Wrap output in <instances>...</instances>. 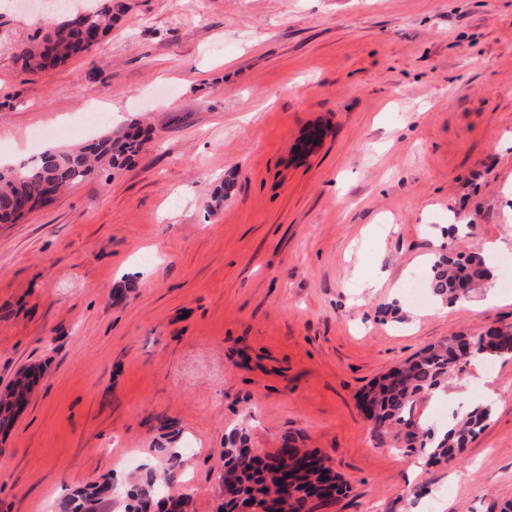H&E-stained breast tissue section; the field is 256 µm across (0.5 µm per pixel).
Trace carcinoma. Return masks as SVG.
<instances>
[{
    "instance_id": "1",
    "label": "carcinoma",
    "mask_w": 512,
    "mask_h": 512,
    "mask_svg": "<svg viewBox=\"0 0 512 512\" xmlns=\"http://www.w3.org/2000/svg\"><path fill=\"white\" fill-rule=\"evenodd\" d=\"M89 16L74 22L68 13L51 19L45 34L17 51L21 67L38 73L52 69L78 55L91 52L93 32L107 35L122 13L117 0H87ZM140 132L114 140L106 136L97 142L72 150L45 152L18 166L0 167V224H13L19 220L16 204L21 200L46 204L49 190H61L100 177L121 166L139 145ZM490 277V270L482 258L470 255L464 260L440 255L430 267L429 287L437 295L457 300L472 292ZM512 352V327L503 331L484 330L468 336L456 335L447 341L431 345L374 381L364 393L362 406L378 431L392 430L408 453H429L428 463L440 458L451 460L461 454L467 444L488 424L492 408L473 406L459 421L449 425L441 437L429 430L412 425L410 415L416 401L434 391L447 387L448 380L460 378L471 363L472 353L490 356ZM243 433L232 439L234 447L227 449L228 461L224 470V512H234L237 499L246 494L251 497H274L280 500V512H320L338 502L348 492L340 479L336 480V496L332 499L319 494L320 485L327 481L330 467L316 451H302L296 440L286 439L288 446L299 455L288 469V489H283L275 476L276 467L251 453L245 447ZM165 470L162 481L169 489L174 487L175 473L181 465V456L162 449ZM160 493L156 476H150L147 487L136 489V504L128 506L130 512H143L149 500Z\"/></svg>"
}]
</instances>
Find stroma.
I'll return each mask as SVG.
<instances>
[{
    "label": "stroma",
    "mask_w": 512,
    "mask_h": 512,
    "mask_svg": "<svg viewBox=\"0 0 512 512\" xmlns=\"http://www.w3.org/2000/svg\"><path fill=\"white\" fill-rule=\"evenodd\" d=\"M91 53L45 73L0 17V160L140 130L109 179L0 224V512L162 471L219 512L228 435L266 458L295 436L349 491L324 512H502L512 357L420 398L447 428L493 392L464 454L424 465L360 406L377 377L455 334L512 326V288L436 314L404 288L429 257L512 255V0H124ZM472 471L471 480L454 476ZM30 376L26 373L20 374L10 390L0 393V402L3 406H9L12 411L19 412L25 402L31 386Z\"/></svg>",
    "instance_id": "1"
}]
</instances>
